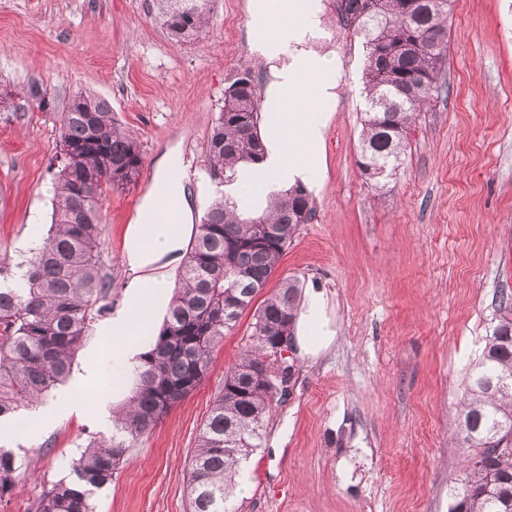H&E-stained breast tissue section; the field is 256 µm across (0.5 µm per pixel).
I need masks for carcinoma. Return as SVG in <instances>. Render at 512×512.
Returning <instances> with one entry per match:
<instances>
[{
	"label": "carcinoma",
	"mask_w": 512,
	"mask_h": 512,
	"mask_svg": "<svg viewBox=\"0 0 512 512\" xmlns=\"http://www.w3.org/2000/svg\"><path fill=\"white\" fill-rule=\"evenodd\" d=\"M155 17L178 42L206 33L209 0H154ZM361 0H336L344 26L364 40L365 112L360 170L367 180L392 175L401 165L408 134L429 99L445 90L439 74L448 58L451 0H422L408 13L403 0H385L378 17ZM224 93L235 113L218 112L206 142L210 168L231 183L265 154L254 82L244 74ZM61 152L54 173L55 203L46 238L25 261L24 285H0V419L44 401L70 374L92 323L112 293L99 263L107 192L134 184L131 169L144 166L137 136L101 98L82 92L60 115ZM316 216L307 189L270 194L258 219L277 228L260 240V225L239 214L224 194L196 226L175 279L166 318L139 357L133 388L112 419V435L82 450L72 479L60 480L27 512H94L93 494L112 484L131 448L206 378L214 352L255 295L267 288L301 224ZM245 271L239 277L233 268ZM300 286L283 280L256 306L246 349L224 373L191 451L187 472L190 512H240L234 478L240 457L258 447L273 409L278 379L251 384L253 374L277 373L272 346L294 335ZM503 316L489 327L484 348L467 374L454 421L466 453L459 478L448 487V512H512V296L499 297ZM21 463L0 445V500L11 494Z\"/></svg>",
	"instance_id": "carcinoma-1"
}]
</instances>
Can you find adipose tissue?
I'll return each mask as SVG.
<instances>
[{
    "mask_svg": "<svg viewBox=\"0 0 512 512\" xmlns=\"http://www.w3.org/2000/svg\"><path fill=\"white\" fill-rule=\"evenodd\" d=\"M254 51L270 62L272 80L264 109L268 115L267 155L257 171L231 183L227 193L239 211L254 209L262 196L288 189L296 181L318 183L322 176L320 151L334 110L339 73L334 59L305 49L308 39L321 35V19L311 0H249ZM184 173L175 161L159 171L153 199L140 224L129 225L124 238V260L131 273L129 302L98 333L108 344L99 364L90 371L101 390L95 402L79 395L81 381L62 392L52 408H39L35 417L46 422L59 413L81 414L89 407L105 409V390L120 393L131 377L133 356L145 336L155 329V311L169 284L146 276L160 257L179 251L186 234L180 224L188 208ZM332 342L324 315V298L309 293L296 322L295 354L305 359Z\"/></svg>",
    "mask_w": 512,
    "mask_h": 512,
    "instance_id": "obj_1",
    "label": "adipose tissue"
}]
</instances>
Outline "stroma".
I'll return each instance as SVG.
<instances>
[{
    "instance_id": "obj_1",
    "label": "stroma",
    "mask_w": 512,
    "mask_h": 512,
    "mask_svg": "<svg viewBox=\"0 0 512 512\" xmlns=\"http://www.w3.org/2000/svg\"><path fill=\"white\" fill-rule=\"evenodd\" d=\"M314 7L323 36L312 47L336 55L344 81L312 192L317 217L299 226L269 284L290 277L322 293L334 340L297 361L235 501L241 512H448L462 466L450 446L458 402L498 297L512 293V0H453L446 90L378 184L358 165L366 50L337 23L336 0ZM246 70L265 92L270 65L252 48L247 0H213L194 43L168 37L153 0H0V93L12 94L0 112V260L24 261L31 227L48 232L59 117L77 92L93 93L137 133L144 157L137 184L102 202L101 262L112 310L124 307L123 241L159 164L178 157L188 174V226L223 193L205 145L225 88ZM250 320L241 316L203 384L94 494L96 512H187L189 455ZM111 433L90 412L6 440L26 467L0 512L69 478L81 450Z\"/></svg>"
}]
</instances>
